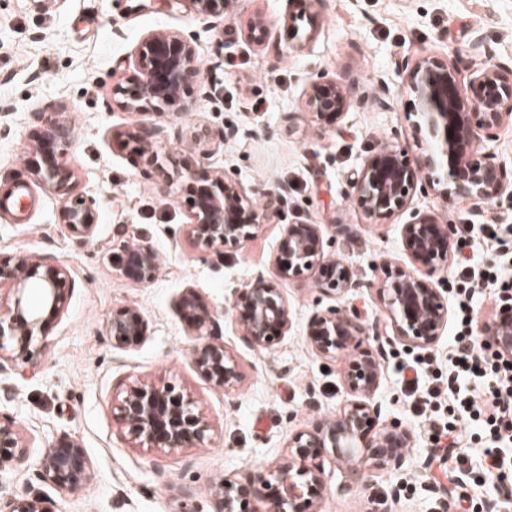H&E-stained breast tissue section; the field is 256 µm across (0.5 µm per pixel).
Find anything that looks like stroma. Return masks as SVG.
Masks as SVG:
<instances>
[{"mask_svg": "<svg viewBox=\"0 0 512 512\" xmlns=\"http://www.w3.org/2000/svg\"><path fill=\"white\" fill-rule=\"evenodd\" d=\"M135 4L0 0V198L21 183L34 199L21 215L0 210V260L26 254L69 272L66 310L45 324L39 363L0 370V419L13 421L26 446L24 457L0 473V492L38 496L45 512H219L216 485L275 468L288 456L291 435L335 417L350 398L344 374L353 352L324 357L309 343L311 316L341 302L322 289L317 272L280 279L292 327L270 349L242 341L241 312L233 307L235 289L256 273H274L285 225L306 222L320 225L325 253L343 258L360 281L342 303L385 338L375 400L383 416L413 434L402 470L369 471L361 487L350 486L344 465L318 453L326 483L320 512H374L378 502L388 512H453L457 500L469 512H486L512 481L485 475L479 439L469 466L440 484L428 480L431 429L413 419L399 372L420 351L389 341L372 289L386 259L443 289L451 274L412 262L401 239L406 213L368 223L350 177L379 143L399 146L412 160L419 154L416 104L398 61L450 59L463 82L485 63L512 65V0H229L219 17L198 13L191 0L174 9L156 0L142 12ZM259 15L269 36L261 47L246 39ZM159 30L197 34L199 81L163 113L123 110L112 88L135 75L141 41ZM477 37L481 56L469 50ZM317 72L350 96L353 105L341 118L308 112L306 83ZM258 95L265 103L256 109ZM187 101L192 111H184ZM63 113L74 138L70 165L81 191L97 202L87 240L61 224L60 198L32 171L34 139ZM199 125L214 138L206 160L190 138ZM155 126L161 134L149 151L119 137ZM229 127L235 135L223 139ZM219 173L258 205L269 190L283 189L279 222L222 250L175 242L189 221L193 188ZM407 208L457 225H512V184L480 206L429 191L413 194ZM144 242L160 256L149 283L123 275L119 263L126 248ZM190 289L224 312L221 339L240 372L234 388L215 387L194 362L193 312L182 305ZM129 307L145 316L149 332L119 349L107 323ZM138 382L171 383L190 394L212 427L210 443L164 454L131 441L113 407ZM63 439L79 443L90 463L76 493L37 478L45 449Z\"/></svg>", "mask_w": 512, "mask_h": 512, "instance_id": "stroma-1", "label": "stroma"}]
</instances>
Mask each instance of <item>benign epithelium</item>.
Listing matches in <instances>:
<instances>
[{
	"label": "benign epithelium",
	"mask_w": 512,
	"mask_h": 512,
	"mask_svg": "<svg viewBox=\"0 0 512 512\" xmlns=\"http://www.w3.org/2000/svg\"><path fill=\"white\" fill-rule=\"evenodd\" d=\"M190 2L199 13L209 16L223 15L227 6L226 0ZM401 69L431 148L421 152L415 169L405 152L387 143L364 160L352 185L366 218L375 223L401 211L420 181L445 199L458 198L475 205L492 202L508 184V173L486 150V143L496 141L501 128L512 126V67L486 65L473 71L466 84L458 80L453 62L433 56L406 61ZM136 70L132 86L115 89L117 103L136 113L161 112L164 105L181 98L199 76L193 39L169 30L150 33L138 49ZM306 105L317 115L339 117L349 111L351 101L336 82L321 76L309 82ZM191 138L202 157L209 158L213 144L209 131L198 127ZM71 145V130L55 125L34 145L41 157L37 174L61 198V223L76 237L87 239L95 227L94 200L78 191V175L67 159ZM281 204L282 192L275 189L258 207L239 185L221 175L194 192L184 234L204 249L232 247L255 236L263 224L280 218ZM456 235V225L440 224L434 218H415L402 225V241L411 256L434 269L448 266ZM277 252L276 264L282 271L301 280L316 269L340 299L362 287L342 259L324 253L318 224L286 225ZM120 261L126 275L143 283L151 282L159 268L158 254L147 242L126 251ZM66 275L65 268L24 254L0 261V288L9 289V298L0 299V369L8 362H38L44 346L43 337L38 335L43 317H59L65 311L60 283ZM384 275L385 279L375 285V293L393 338L408 346L433 347L448 328V301L441 289L394 268L389 261L384 262ZM34 284L39 286L35 305L28 300ZM242 298L246 307L241 322L245 344L268 349L287 336L292 316L275 278L256 274L244 285ZM183 303L195 311L193 329L199 339L195 363L215 386L235 387L239 382L237 364L218 341L224 313L202 304L192 291L184 296ZM148 329L144 315L132 308L116 312L108 322V332L118 347L147 335ZM369 333L365 322L340 306L312 315L308 339L317 354L332 357L352 346L357 348L345 374L352 399L336 418L293 435L288 441V458L276 469L258 470L240 484L224 481L218 489L221 512H252L253 500L265 502V512H294L298 501L307 505L306 512H318L325 488L324 470L319 465H307L313 448L332 449L336 458L359 475L367 468L403 466L411 435L402 422L391 420L374 434L369 430L373 417L380 416L372 395L379 385L383 353L380 345L359 349ZM477 333L482 343L512 356V305L503 307L499 318L479 325ZM117 410L130 439L161 453L203 448L211 442L210 423L196 411L195 402L174 385H135L118 399ZM18 448L23 444L13 423L0 421V472L21 458ZM87 470L83 448L68 441L45 450L38 478L61 491L75 493L85 485ZM272 480L278 483V492L268 500L265 490ZM0 512H42L41 500L13 495L3 501Z\"/></svg>",
	"instance_id": "7a95c632"
}]
</instances>
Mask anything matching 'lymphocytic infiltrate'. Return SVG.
<instances>
[{
    "label": "lymphocytic infiltrate",
    "instance_id": "obj_1",
    "mask_svg": "<svg viewBox=\"0 0 512 512\" xmlns=\"http://www.w3.org/2000/svg\"><path fill=\"white\" fill-rule=\"evenodd\" d=\"M473 231V225H460L455 247V334L448 372L433 373V359L418 358L410 366L413 376L406 379L405 388L415 415L439 409L448 413L437 428L436 454L451 455L457 466H464L467 457L459 447L464 439L461 426L467 423L475 427L477 437L488 441L485 471L502 476L512 473V456L504 454L512 446V361L479 343L473 300L484 292L497 300L511 294L512 279L470 252Z\"/></svg>",
    "mask_w": 512,
    "mask_h": 512
}]
</instances>
